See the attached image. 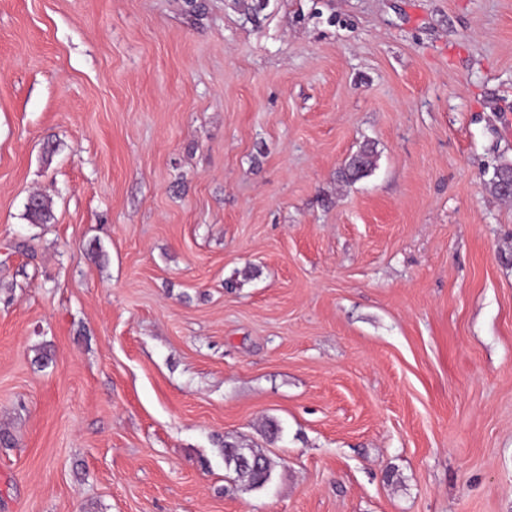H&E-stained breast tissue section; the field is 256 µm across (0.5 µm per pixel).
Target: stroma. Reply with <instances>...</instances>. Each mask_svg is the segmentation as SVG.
<instances>
[{
  "instance_id": "35a3bbf8",
  "label": "stroma",
  "mask_w": 512,
  "mask_h": 512,
  "mask_svg": "<svg viewBox=\"0 0 512 512\" xmlns=\"http://www.w3.org/2000/svg\"><path fill=\"white\" fill-rule=\"evenodd\" d=\"M506 164L512 0H0V512H512ZM242 453L257 462L253 463L255 469L243 467L240 464ZM245 456H243V459H245ZM224 462L236 475L237 481L252 489L261 488L267 484L273 466L272 460L262 452L255 448H243L236 444L224 445ZM257 464L259 465L258 468H256L258 466Z\"/></svg>"
}]
</instances>
